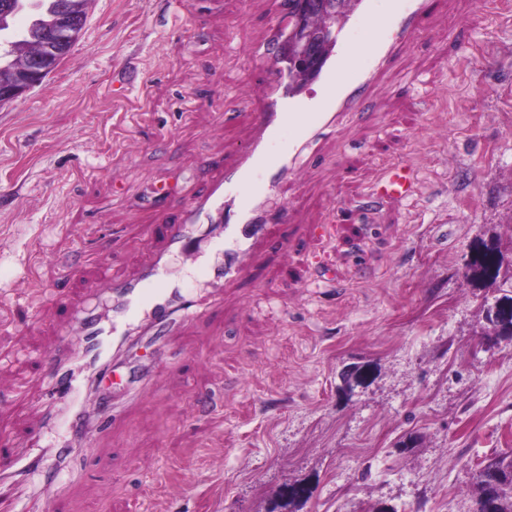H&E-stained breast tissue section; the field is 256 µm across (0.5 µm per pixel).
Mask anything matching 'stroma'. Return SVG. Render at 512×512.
Here are the masks:
<instances>
[{
    "label": "stroma",
    "instance_id": "stroma-1",
    "mask_svg": "<svg viewBox=\"0 0 512 512\" xmlns=\"http://www.w3.org/2000/svg\"><path fill=\"white\" fill-rule=\"evenodd\" d=\"M281 2L93 0L69 55L0 106L1 439L24 447L44 411L66 306L101 268L132 274L157 211L253 135L252 48ZM428 23L273 190L288 247L258 252L222 315L158 345L132 330L104 380L78 374L88 445L67 486L23 485L36 512H472L480 463L512 453V340L463 277L493 244L512 291V0H430ZM401 160L415 194L363 207ZM349 366L370 375L346 394ZM139 368L151 389L99 429Z\"/></svg>",
    "mask_w": 512,
    "mask_h": 512
}]
</instances>
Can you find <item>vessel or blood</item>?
I'll return each instance as SVG.
<instances>
[{
    "label": "vessel or blood",
    "instance_id": "1",
    "mask_svg": "<svg viewBox=\"0 0 512 512\" xmlns=\"http://www.w3.org/2000/svg\"><path fill=\"white\" fill-rule=\"evenodd\" d=\"M427 0H391L384 17H377L373 0H358L348 21L336 32V50L323 63L315 82L318 93L302 98L287 61L275 60L268 67L266 89L254 114L255 132L230 164L213 166L208 186L192 199L161 217L154 229L156 249L151 265L131 278L110 284L118 306L111 327L96 317L78 318V342L63 339L59 370L66 373L74 355L85 351L88 337L100 334L120 345L125 327L150 322L155 336L172 332L188 318L202 315L196 300L182 297L161 281L162 261L174 250H191V227L220 218L224 221V262L201 271L204 282L229 284L245 278L259 245H275L278 235L269 224L264 198L275 185L294 177L311 146L332 136L346 113L361 110L370 83L387 65L394 40L411 39L424 31ZM380 32L373 45L368 67H359L351 46V35L368 23ZM416 172L412 165L397 162L388 167L369 190L373 202L401 201L412 196ZM31 466L30 453L14 448L0 453V494L13 501L12 512H26L27 505L12 480Z\"/></svg>",
    "mask_w": 512,
    "mask_h": 512
}]
</instances>
